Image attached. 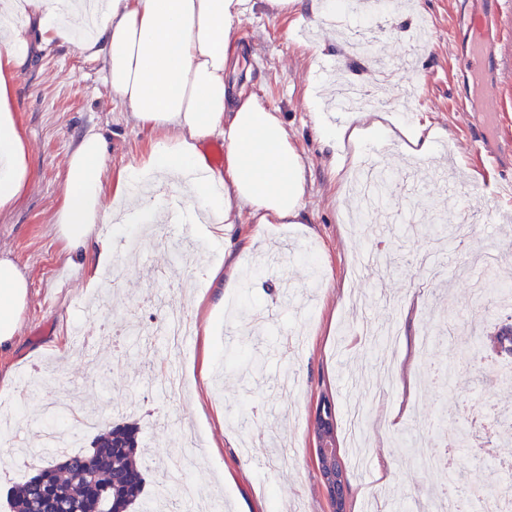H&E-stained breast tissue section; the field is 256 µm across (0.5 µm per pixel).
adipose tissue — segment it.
I'll return each instance as SVG.
<instances>
[{
    "mask_svg": "<svg viewBox=\"0 0 512 512\" xmlns=\"http://www.w3.org/2000/svg\"><path fill=\"white\" fill-rule=\"evenodd\" d=\"M251 0H104L102 9H78L75 0H0V15L20 14L28 24L0 38V212L13 207L30 177L25 139L12 110L16 81L30 58L33 35L68 43L101 61L104 82L135 121L158 139L141 166L114 180L117 187L147 172L179 189L189 215L204 211L210 224H231L241 210L254 223L307 224L309 177L277 110L227 82L243 57L238 30ZM407 139L406 153L428 156L439 130H409L355 112L321 130L326 144L357 142L365 132ZM224 139L223 169L205 163L202 143ZM108 147L88 130L72 146L56 231L80 256L89 288L112 274V248L96 234L107 203ZM28 280L9 255L0 254V348L21 329Z\"/></svg>",
    "mask_w": 512,
    "mask_h": 512,
    "instance_id": "ef3b65f1",
    "label": "adipose tissue"
}]
</instances>
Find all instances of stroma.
<instances>
[{"label": "stroma", "mask_w": 512, "mask_h": 512, "mask_svg": "<svg viewBox=\"0 0 512 512\" xmlns=\"http://www.w3.org/2000/svg\"><path fill=\"white\" fill-rule=\"evenodd\" d=\"M393 2L380 53L404 54L419 22L434 32L432 45L417 53L429 81L418 86L406 126L444 130L438 144L457 172L454 191L427 176L434 158L393 145L391 195L363 222L346 219L355 206L346 176L363 152L323 142L311 93L323 88L324 66L333 60L349 78L370 83L371 59L338 48L335 29L315 18L308 0L279 14L255 0L240 29L244 60L234 78L281 112L310 176L305 206L312 221L264 234L241 211L235 223L196 230L201 248L184 269L177 266L179 240L149 236L139 253L117 256L102 326L86 324L95 293L82 262L68 256L54 231L68 152L99 129L116 174L147 157L156 136L109 94L100 62L67 44H36L13 102L31 177L13 208L0 213V253L29 282L21 331L0 351V435L51 461L52 450L40 445L46 431L74 425L49 416L44 395L74 392L85 405L103 406L101 426L137 424L146 490L166 482L176 512H194L201 497L218 512H239L244 502L252 512H332L312 433L316 406L327 398L347 471L346 512H402L411 501L423 507L446 486L465 490L472 512H481L476 484L512 480V469L494 464L512 460V433L488 449L468 424L484 405L512 413V391L497 384L498 366L512 357L483 365L465 354L471 344L490 348L512 318V309L477 299L472 268L476 254L494 248L496 273L512 280V222L484 225L465 243L449 234L475 208L495 211L499 201L487 184L502 172L512 176L511 156L497 173L467 153L471 139L495 150L512 135V69L501 78L497 112H482L481 81L461 76L451 39L460 0ZM228 256L242 262L240 283L215 305L203 297L207 272ZM172 303L193 324L177 350L163 337ZM431 361L448 369L444 388L424 377ZM164 364L187 379L180 397L160 385ZM33 372L42 386L24 391ZM426 423L467 432L454 471L402 464L407 439ZM444 434L429 441V454L443 448ZM173 454L198 456L199 470L162 472L160 459Z\"/></svg>", "instance_id": "obj_1"}]
</instances>
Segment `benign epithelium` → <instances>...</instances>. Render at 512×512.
<instances>
[{"instance_id": "benign-epithelium-1", "label": "benign epithelium", "mask_w": 512, "mask_h": 512, "mask_svg": "<svg viewBox=\"0 0 512 512\" xmlns=\"http://www.w3.org/2000/svg\"><path fill=\"white\" fill-rule=\"evenodd\" d=\"M335 410L328 402L320 406L313 425L315 461L332 512H345L346 469L336 448Z\"/></svg>"}]
</instances>
